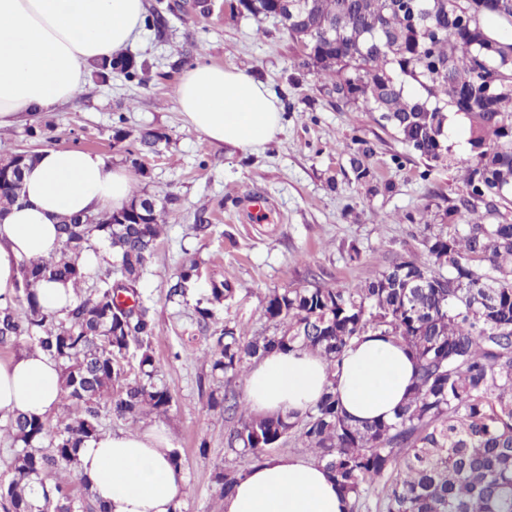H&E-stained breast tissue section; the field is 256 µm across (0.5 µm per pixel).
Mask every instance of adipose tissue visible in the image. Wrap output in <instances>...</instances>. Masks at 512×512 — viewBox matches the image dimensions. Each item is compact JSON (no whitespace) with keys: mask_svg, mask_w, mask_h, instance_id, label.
Returning <instances> with one entry per match:
<instances>
[{"mask_svg":"<svg viewBox=\"0 0 512 512\" xmlns=\"http://www.w3.org/2000/svg\"><path fill=\"white\" fill-rule=\"evenodd\" d=\"M144 0H0V129L34 120L76 99L90 71L121 54L142 33ZM186 124L242 152L273 140L284 114L263 82L238 68L197 63L175 89ZM24 201L0 218V306L12 304L25 259H47L60 246V216L122 208L134 178L94 152L39 150L25 170ZM415 364L389 338L353 340L336 369L304 351H274L249 372L246 398L259 415L304 413L334 385L348 417L391 421L407 396ZM61 399L57 363L38 351L0 360V410L45 418ZM163 428L90 439L78 473L110 512H175L186 478L171 462ZM322 466L295 455L252 465L224 498V512H347Z\"/></svg>","mask_w":512,"mask_h":512,"instance_id":"ef3b65f1","label":"adipose tissue"}]
</instances>
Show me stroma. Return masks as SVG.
<instances>
[{
  "label": "stroma",
  "instance_id": "35a3bbf8",
  "mask_svg": "<svg viewBox=\"0 0 512 512\" xmlns=\"http://www.w3.org/2000/svg\"><path fill=\"white\" fill-rule=\"evenodd\" d=\"M145 5L166 18L164 27L143 29L127 49L148 63L146 81L89 75L77 99L33 124L0 129V158L54 146L81 148L130 170L135 192L165 205L166 227L140 291L155 319L153 351L171 406L164 417L134 423L103 415L100 430L162 425L186 475L180 512H224L215 471H240L251 461L227 448L230 423L223 410L206 403L208 390L218 384L205 354L213 329L229 324L252 336L268 335L272 327L262 310L274 289L342 288L403 257L426 261L423 241L440 230L441 199L454 197L459 164L469 157L468 120L459 118L451 129L454 164L426 169L373 114L331 105L313 75L291 81L298 47L277 20L230 14L225 0ZM198 61L261 72L284 112L281 134L256 152L241 153L186 125L173 91ZM146 132L163 133L164 139L145 146L140 137ZM355 133L374 143L376 178L391 183L392 192L373 196L352 181L344 146ZM199 222L208 224L207 233L193 231ZM354 247L360 260L349 257ZM189 258L197 261L198 276L185 296L169 298ZM224 282L233 293L215 303L212 288ZM200 307L214 309L212 328L198 325Z\"/></svg>",
  "mask_w": 512,
  "mask_h": 512
}]
</instances>
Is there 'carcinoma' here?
I'll return each instance as SVG.
<instances>
[{"mask_svg":"<svg viewBox=\"0 0 512 512\" xmlns=\"http://www.w3.org/2000/svg\"><path fill=\"white\" fill-rule=\"evenodd\" d=\"M229 7L278 18L299 47L298 67L323 80L330 103L378 114L428 167L452 159L448 113L464 114L470 157L461 193L441 214L448 231L424 241L427 262L403 258L344 288L276 289L262 311L272 334L226 325L211 337V370L224 388L207 404L237 419L227 447L257 463L268 449L299 442L349 496V512H512V220L500 210L512 193V35L505 34L512 0H229ZM114 72L142 83L147 67L127 56L98 64L100 77ZM346 149L354 182L375 195L391 191L375 181L371 142L353 136ZM22 190L20 179L0 191V216ZM480 206L495 222L473 217ZM166 213L150 207L138 219L114 211L110 224L64 216L59 254L22 262L23 299L0 308V346L29 342L59 363L63 413L54 428L22 413L5 416L18 450L12 477L0 480V512H84L72 490L85 484L76 453L100 434L102 411L133 420L168 412L171 395L157 381L152 348L156 324L140 299ZM94 239L108 242L113 271L83 292ZM197 273L195 261L183 263L169 297L184 295ZM49 280L76 285V303L63 314L39 302L37 288ZM369 331L394 337L416 364L394 420L351 423L331 387L303 414L240 408L235 381L248 359L300 349L334 367ZM240 475L216 472L220 494Z\"/></svg>","mask_w":512,"mask_h":512,"instance_id":"1","label":"carcinoma"}]
</instances>
